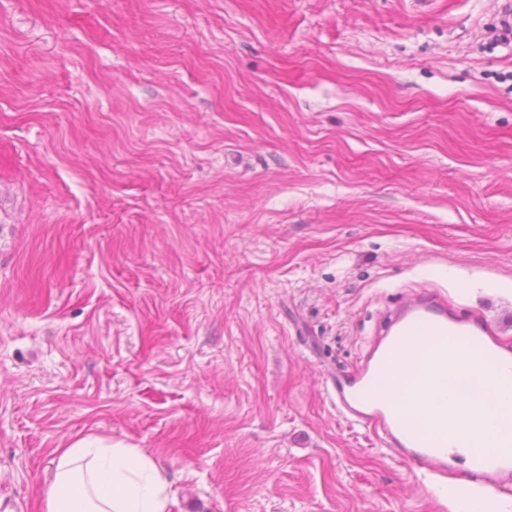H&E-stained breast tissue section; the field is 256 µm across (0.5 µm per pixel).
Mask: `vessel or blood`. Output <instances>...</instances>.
<instances>
[{
	"label": "vessel or blood",
	"mask_w": 512,
	"mask_h": 512,
	"mask_svg": "<svg viewBox=\"0 0 512 512\" xmlns=\"http://www.w3.org/2000/svg\"><path fill=\"white\" fill-rule=\"evenodd\" d=\"M418 325L438 342H455L462 353L484 340L483 315L460 319L449 314L447 300L440 293L407 292L388 315L368 357L352 370L328 376L326 389L332 405L350 425L372 432L392 457L422 478L449 477L492 497L511 496L512 448L470 456L467 466L459 467L454 449L431 446L398 406L370 396L378 372L396 366L406 339Z\"/></svg>",
	"instance_id": "1"
}]
</instances>
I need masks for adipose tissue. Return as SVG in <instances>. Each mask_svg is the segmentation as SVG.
Listing matches in <instances>:
<instances>
[{
  "instance_id": "ef3b65f1",
  "label": "adipose tissue",
  "mask_w": 512,
  "mask_h": 512,
  "mask_svg": "<svg viewBox=\"0 0 512 512\" xmlns=\"http://www.w3.org/2000/svg\"><path fill=\"white\" fill-rule=\"evenodd\" d=\"M169 483L140 448L85 437L55 451L43 512H171Z\"/></svg>"
}]
</instances>
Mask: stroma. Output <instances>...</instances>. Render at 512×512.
<instances>
[{
    "label": "stroma",
    "instance_id": "1",
    "mask_svg": "<svg viewBox=\"0 0 512 512\" xmlns=\"http://www.w3.org/2000/svg\"><path fill=\"white\" fill-rule=\"evenodd\" d=\"M505 0H0V504L466 512L326 392L411 289L512 347ZM52 463L42 512H171L168 480L143 449L85 437Z\"/></svg>",
    "mask_w": 512,
    "mask_h": 512
}]
</instances>
